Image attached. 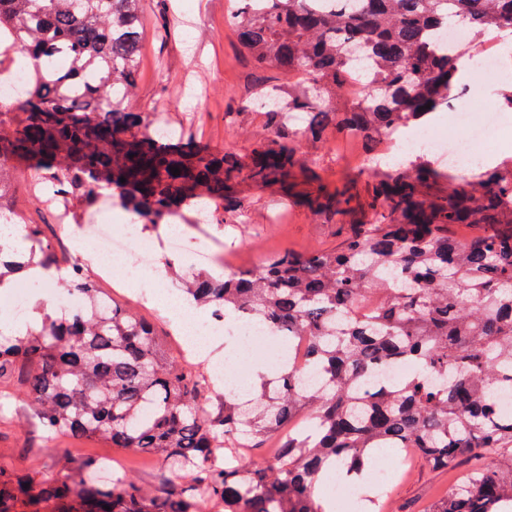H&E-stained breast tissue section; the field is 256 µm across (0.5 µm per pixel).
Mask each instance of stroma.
Returning <instances> with one entry per match:
<instances>
[{
  "label": "stroma",
  "mask_w": 512,
  "mask_h": 512,
  "mask_svg": "<svg viewBox=\"0 0 512 512\" xmlns=\"http://www.w3.org/2000/svg\"><path fill=\"white\" fill-rule=\"evenodd\" d=\"M230 0H145V38L137 73V87L126 108L147 113L157 125L174 132L175 144L203 147L250 166L264 143L268 115L256 105L263 89L287 92L294 79L279 69L256 68L227 23ZM292 144L300 160L287 180L268 184L239 178L232 199L244 206L232 210L200 194L180 204L184 217L179 228L190 240L183 254L169 258L173 269L162 284L138 280L124 298L125 306L146 318L167 345H175L177 327L154 303L157 291L177 290L178 275L193 271L194 249L206 244L212 253L208 272L232 266L255 268L266 256L290 249L307 252L335 246L353 224L367 222L366 202L381 166L366 162L364 140L328 129L322 140L298 136ZM32 172L26 163H11L10 185L0 194V219L16 218L13 245L22 250L43 246L61 264L77 260L73 238L81 228L107 217L124 223L126 210L118 199L86 211L80 222L57 223L52 209L31 188ZM348 186L354 196L345 213L317 209L319 190ZM37 226V240L26 237L25 224ZM11 393V411L0 417V465L23 475L57 482H73L86 459L122 460L138 483L147 489L159 480L156 460L124 448H109L98 440L77 441L47 436L38 429L30 408L13 384L1 383ZM461 470L430 468L407 454L399 479L383 500V512H422L429 503L461 483Z\"/></svg>",
  "instance_id": "35a3bbf8"
}]
</instances>
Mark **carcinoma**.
Masks as SVG:
<instances>
[{
	"instance_id": "carcinoma-1",
	"label": "carcinoma",
	"mask_w": 512,
	"mask_h": 512,
	"mask_svg": "<svg viewBox=\"0 0 512 512\" xmlns=\"http://www.w3.org/2000/svg\"><path fill=\"white\" fill-rule=\"evenodd\" d=\"M142 2L0 0V48L28 63L14 100L25 120L7 121L12 105L0 99V164L25 160L38 181L87 208L114 191L157 226L201 188L223 200L242 168L165 145L143 115L122 108L142 49ZM317 2L239 0L229 18L256 67L297 79L286 103L273 89L264 95L275 127L253 181L295 167V150L280 143L296 133L290 113H306L313 138L334 126L359 132L373 151L448 106L463 57L441 47V30L465 25L473 42L512 34V0H335L325 11ZM355 65L364 96L338 111L322 92L346 87ZM442 178L420 156L376 183L372 221L336 247L285 250L250 271L186 282L196 306L246 314L284 341L309 337L307 369L319 376L310 387L303 371L283 367L249 399L229 394L212 411L213 373L168 356L149 322L84 269L70 272L84 307L46 316L22 337L0 334V379L20 378L44 434L151 454L166 479L153 492L124 476L71 487L0 465V512H322L319 474L335 466L361 475L380 448H407L437 469L480 460L429 512H512V453L501 454L512 449V410L500 407L512 394V161L433 190ZM460 226L481 231L459 237ZM369 297L370 314L348 315ZM400 362L414 371L365 387L376 368ZM243 433L277 447L260 465H236Z\"/></svg>"
}]
</instances>
